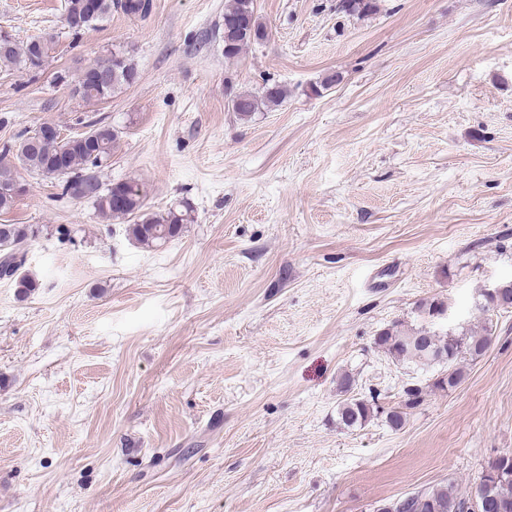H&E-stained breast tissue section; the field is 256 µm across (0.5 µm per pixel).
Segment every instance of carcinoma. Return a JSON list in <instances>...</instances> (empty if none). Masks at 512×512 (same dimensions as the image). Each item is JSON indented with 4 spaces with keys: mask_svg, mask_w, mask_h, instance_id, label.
I'll list each match as a JSON object with an SVG mask.
<instances>
[{
    "mask_svg": "<svg viewBox=\"0 0 512 512\" xmlns=\"http://www.w3.org/2000/svg\"><path fill=\"white\" fill-rule=\"evenodd\" d=\"M98 13L91 16L86 0H67L65 21L71 30L79 32L94 26L119 6L129 15L146 12L145 0H97ZM377 8L376 0H340L338 9L348 15H367ZM266 37V28L260 21L256 0H229L224 8V56L235 58L250 45ZM51 42L32 39L22 45L15 41L0 46V66L6 68L33 69L40 66L36 59L49 57ZM138 70L133 61L122 60L114 54L96 62L92 74L79 73L71 82L79 86V98L102 101L125 86L133 84ZM287 90L278 84L264 86L258 94L242 91L233 100L234 111L242 120L251 119L257 112H267L281 105ZM94 134L93 146L82 148L68 140L41 139L32 146L29 138H22L15 145V158L19 165L44 178L60 181L62 194H71L69 178H78L82 185V198L92 202L97 214L103 219L133 216L136 221L128 226L129 235L140 245L150 248L174 239L182 233L183 225L191 222L189 209L170 208L164 213L145 210V196L139 184L133 180L103 185L95 169L112 157L117 133L112 127L98 123L89 124ZM18 180L16 171L9 164L0 165V213L9 212L16 204L17 196L9 193ZM37 229L30 224H0V279L13 283L17 295L25 298L39 288L32 275L22 271L26 254H11L35 237ZM493 326L477 332L471 329L450 331L443 334L421 327L404 329L393 324L375 336L374 344L388 358L397 363L413 362L422 366H447L436 378L433 386L441 390L455 388L462 379L458 361L469 357H482L492 345ZM424 398V390L410 385L403 390L400 406L388 411L385 422L394 430L401 428L407 411L417 408ZM337 421L346 429L365 425L378 416L377 407L369 401L348 397L337 405ZM488 499L485 512H512V474H506L493 484L483 488ZM404 512H465L466 502L454 495L453 486L418 491L401 500Z\"/></svg>",
    "mask_w": 512,
    "mask_h": 512,
    "instance_id": "1",
    "label": "carcinoma"
}]
</instances>
